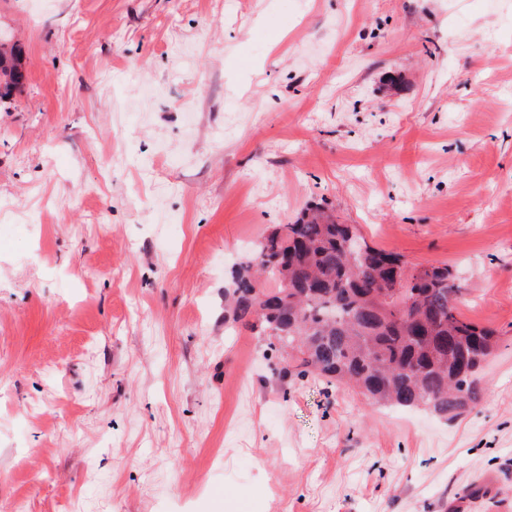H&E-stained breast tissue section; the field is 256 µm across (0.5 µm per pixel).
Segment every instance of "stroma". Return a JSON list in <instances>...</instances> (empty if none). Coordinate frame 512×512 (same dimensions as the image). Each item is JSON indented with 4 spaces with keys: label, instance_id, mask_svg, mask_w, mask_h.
I'll use <instances>...</instances> for the list:
<instances>
[{
    "label": "stroma",
    "instance_id": "35a3bbf8",
    "mask_svg": "<svg viewBox=\"0 0 512 512\" xmlns=\"http://www.w3.org/2000/svg\"><path fill=\"white\" fill-rule=\"evenodd\" d=\"M0 512L512 507V0H0ZM326 201L500 335L456 419L227 334ZM26 79L22 53L0 33V100L9 98Z\"/></svg>",
    "mask_w": 512,
    "mask_h": 512
}]
</instances>
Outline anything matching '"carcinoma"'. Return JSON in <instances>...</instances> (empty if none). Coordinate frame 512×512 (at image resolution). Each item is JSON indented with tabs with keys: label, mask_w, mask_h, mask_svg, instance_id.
<instances>
[{
	"label": "carcinoma",
	"mask_w": 512,
	"mask_h": 512,
	"mask_svg": "<svg viewBox=\"0 0 512 512\" xmlns=\"http://www.w3.org/2000/svg\"><path fill=\"white\" fill-rule=\"evenodd\" d=\"M26 79L22 53L0 34V100ZM263 274L275 287L263 288ZM446 266H412L370 245L317 204L272 228L232 271L224 323L250 318L288 378L319 377L370 404L425 408L451 419L475 403L499 334L460 317Z\"/></svg>",
	"instance_id": "1"
}]
</instances>
